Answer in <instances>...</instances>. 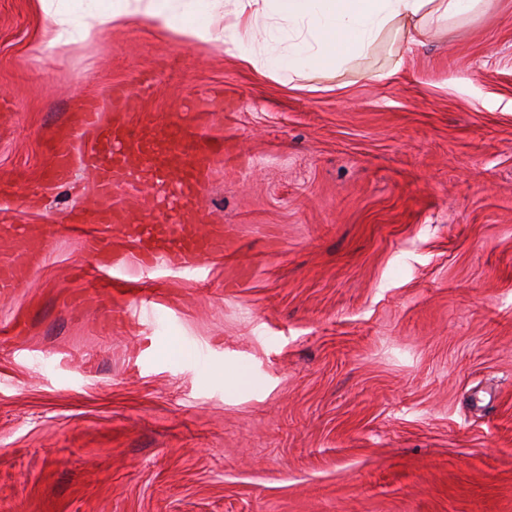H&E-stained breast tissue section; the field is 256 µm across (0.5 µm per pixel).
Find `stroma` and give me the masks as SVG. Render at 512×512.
<instances>
[{
    "mask_svg": "<svg viewBox=\"0 0 512 512\" xmlns=\"http://www.w3.org/2000/svg\"><path fill=\"white\" fill-rule=\"evenodd\" d=\"M48 25L0 0V180L36 191L114 85L152 77L136 121L220 88L192 222L226 248L143 275L92 228L153 323L61 222L90 172L17 208L49 247L0 295V512H512V0L290 84L148 22L35 51Z\"/></svg>",
    "mask_w": 512,
    "mask_h": 512,
    "instance_id": "obj_1",
    "label": "stroma"
}]
</instances>
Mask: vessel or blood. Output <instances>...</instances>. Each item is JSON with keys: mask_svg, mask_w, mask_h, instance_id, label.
<instances>
[{"mask_svg": "<svg viewBox=\"0 0 512 512\" xmlns=\"http://www.w3.org/2000/svg\"><path fill=\"white\" fill-rule=\"evenodd\" d=\"M150 92L148 84L136 90L113 86L106 105L88 101L72 111L69 122L53 136L49 145V162L43 173L42 189L49 190L71 183L76 166L95 173V201L85 209L67 214L71 228L90 224L114 225L136 246L135 259L140 270L152 271L158 263L185 274L203 269L209 259L223 253L224 230L217 225L202 227L136 223L129 210L116 203V188L131 183L165 184L171 171H178L185 202L198 199L209 173L224 163V138L207 131L209 115L224 109L223 101L206 98L193 101V122L148 121L133 123L132 112L138 100ZM111 119H104V112ZM94 132L96 146L79 152L78 142L86 132ZM20 252L17 263L0 265V293L19 288L26 271L40 266L47 250L45 237L14 235ZM100 268L115 271L122 260L110 242L95 240L90 244Z\"/></svg>", "mask_w": 512, "mask_h": 512, "instance_id": "vessel-or-blood-1", "label": "vessel or blood"}]
</instances>
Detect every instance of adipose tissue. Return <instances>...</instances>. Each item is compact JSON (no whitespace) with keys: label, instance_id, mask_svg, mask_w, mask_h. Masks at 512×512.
Masks as SVG:
<instances>
[{"label":"adipose tissue","instance_id":"1","mask_svg":"<svg viewBox=\"0 0 512 512\" xmlns=\"http://www.w3.org/2000/svg\"><path fill=\"white\" fill-rule=\"evenodd\" d=\"M233 25L220 27L223 0H57L44 45L70 48L104 29L150 21L194 43L217 44L266 76L336 71L367 53L385 33L413 42L483 0H232Z\"/></svg>","mask_w":512,"mask_h":512}]
</instances>
